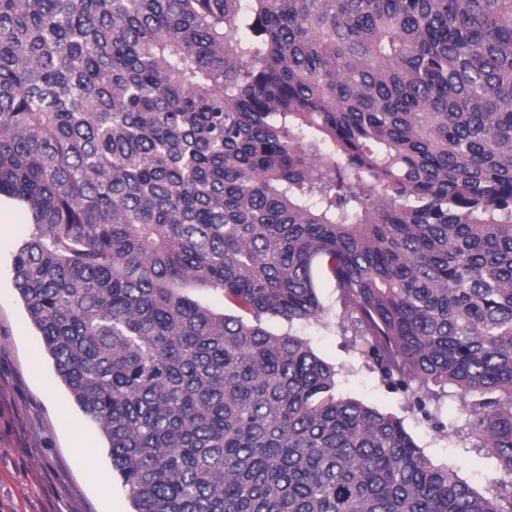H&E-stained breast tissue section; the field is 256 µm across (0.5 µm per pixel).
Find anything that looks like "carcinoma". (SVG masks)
I'll list each match as a JSON object with an SVG mask.
<instances>
[{
	"instance_id": "carcinoma-1",
	"label": "carcinoma",
	"mask_w": 512,
	"mask_h": 512,
	"mask_svg": "<svg viewBox=\"0 0 512 512\" xmlns=\"http://www.w3.org/2000/svg\"><path fill=\"white\" fill-rule=\"evenodd\" d=\"M2 194L135 512H512V0H0ZM317 265L425 420L457 389L485 492L337 395ZM184 295L191 297L203 306L209 307L215 312L228 315H240V312L231 307L225 300L224 295L212 288L201 286L195 283L184 285L180 290Z\"/></svg>"
}]
</instances>
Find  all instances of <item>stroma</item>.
Segmentation results:
<instances>
[{
  "mask_svg": "<svg viewBox=\"0 0 512 512\" xmlns=\"http://www.w3.org/2000/svg\"><path fill=\"white\" fill-rule=\"evenodd\" d=\"M34 231L26 208L0 207V512H134L103 435L57 378L15 286L14 255ZM314 283L323 317L296 332L336 368L337 394L402 418L434 464H453L462 478L485 490L497 472L491 459L458 444L454 432L464 415L455 389L441 392L435 421H425L406 394L371 373L338 332L342 307L335 282L318 271ZM78 434L88 445L82 453L74 448ZM92 471L105 485L89 480Z\"/></svg>",
  "mask_w": 512,
  "mask_h": 512,
  "instance_id": "1",
  "label": "stroma"
}]
</instances>
